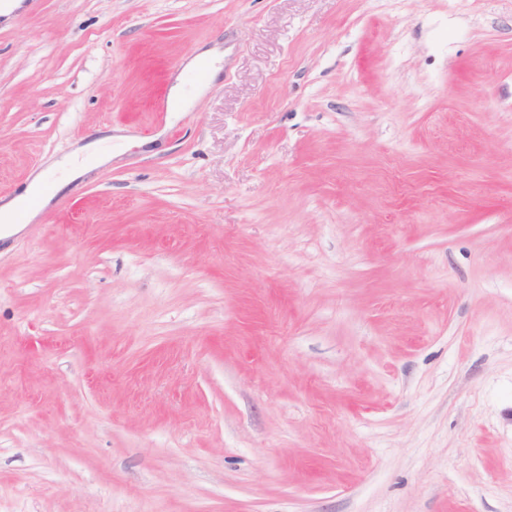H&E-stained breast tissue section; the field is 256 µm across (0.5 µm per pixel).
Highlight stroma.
I'll use <instances>...</instances> for the list:
<instances>
[{
	"label": "stroma",
	"instance_id": "obj_1",
	"mask_svg": "<svg viewBox=\"0 0 512 512\" xmlns=\"http://www.w3.org/2000/svg\"><path fill=\"white\" fill-rule=\"evenodd\" d=\"M111 133L0 245V512H512V0L1 16L0 198Z\"/></svg>",
	"mask_w": 512,
	"mask_h": 512
}]
</instances>
